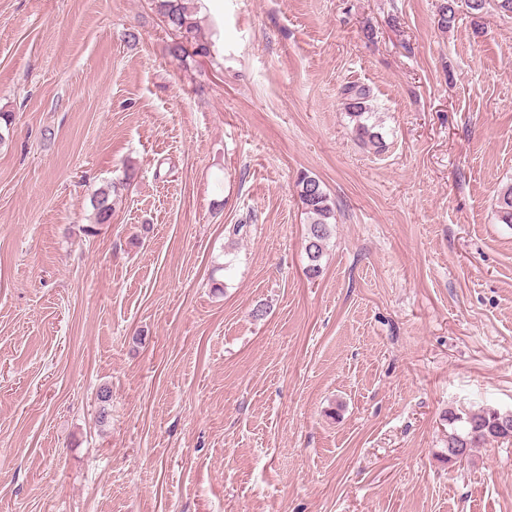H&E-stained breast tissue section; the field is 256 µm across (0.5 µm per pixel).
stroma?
<instances>
[{
  "label": "stroma",
  "instance_id": "1",
  "mask_svg": "<svg viewBox=\"0 0 512 512\" xmlns=\"http://www.w3.org/2000/svg\"><path fill=\"white\" fill-rule=\"evenodd\" d=\"M438 2L0 0V512H512V18ZM157 11L176 39L168 46L173 57L189 56L188 47L196 56L210 55V45L200 37L202 25L192 0H156ZM340 94L355 136L363 143L382 150L385 147L383 137L376 130V124L370 123L373 112L370 89L357 83H348L342 86ZM296 188L304 213L309 219L305 250L309 260L307 274L312 278L320 273L323 249L332 234L334 202L321 182L307 174L300 175ZM107 184L98 189L93 207L96 211V221L98 224H104L110 220L114 210L116 197L118 196L117 186ZM449 420L453 423H464L460 432L454 431L448 435L449 461L467 457L472 448L479 446L487 438H512V415L507 417L494 411H483L460 417L452 413ZM462 449L466 450L465 455L461 454Z\"/></svg>",
  "mask_w": 512,
  "mask_h": 512
}]
</instances>
